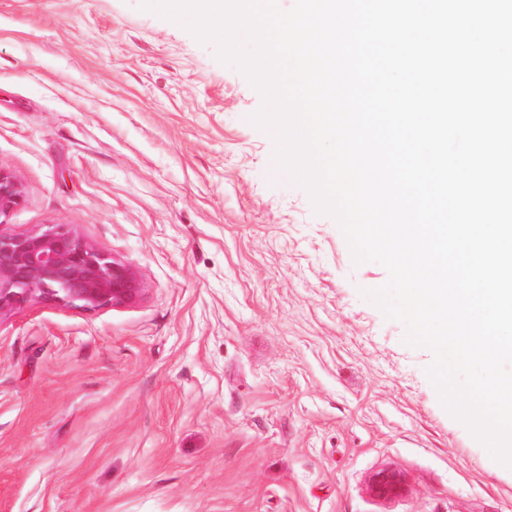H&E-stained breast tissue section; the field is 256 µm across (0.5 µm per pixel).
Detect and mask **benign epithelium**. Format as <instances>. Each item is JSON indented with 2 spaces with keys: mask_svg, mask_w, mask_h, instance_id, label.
<instances>
[{
  "mask_svg": "<svg viewBox=\"0 0 512 512\" xmlns=\"http://www.w3.org/2000/svg\"><path fill=\"white\" fill-rule=\"evenodd\" d=\"M22 184L0 167V315L43 300L95 310L134 301L141 292L135 271L75 233L32 230L15 233L1 217L18 206ZM372 493L390 499L404 489L401 475L381 470L370 479Z\"/></svg>",
  "mask_w": 512,
  "mask_h": 512,
  "instance_id": "7a95c632",
  "label": "benign epithelium"
}]
</instances>
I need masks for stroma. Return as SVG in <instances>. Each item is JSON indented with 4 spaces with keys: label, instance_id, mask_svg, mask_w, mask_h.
<instances>
[{
    "label": "stroma",
    "instance_id": "stroma-1",
    "mask_svg": "<svg viewBox=\"0 0 512 512\" xmlns=\"http://www.w3.org/2000/svg\"><path fill=\"white\" fill-rule=\"evenodd\" d=\"M262 103L142 0H0L6 222L142 286L0 316V512H512V467L364 297L386 269L274 172ZM370 488L376 497L390 499L403 491L404 482L399 473L385 469L372 475Z\"/></svg>",
    "mask_w": 512,
    "mask_h": 512
}]
</instances>
